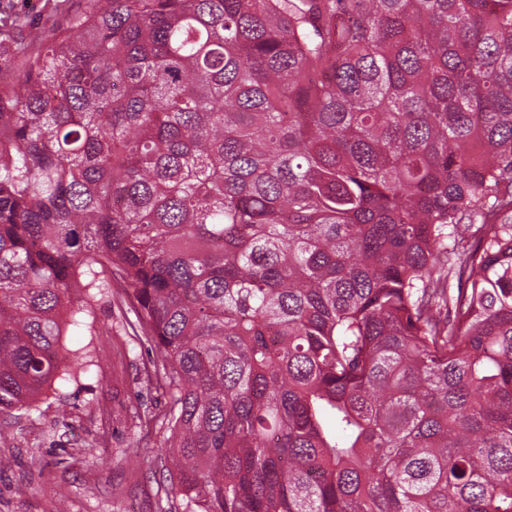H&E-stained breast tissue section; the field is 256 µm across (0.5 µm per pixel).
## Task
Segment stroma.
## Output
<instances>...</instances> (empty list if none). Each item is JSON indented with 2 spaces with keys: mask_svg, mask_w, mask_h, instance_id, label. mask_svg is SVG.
Listing matches in <instances>:
<instances>
[{
  "mask_svg": "<svg viewBox=\"0 0 512 512\" xmlns=\"http://www.w3.org/2000/svg\"><path fill=\"white\" fill-rule=\"evenodd\" d=\"M89 0H0V74L19 69L11 49L17 26L48 28L88 9ZM120 300L94 305L90 327L67 332L68 349L84 348L94 366L81 385L54 387L33 411L0 418V512H183L162 474L156 447L161 423H141L163 400L148 381L155 356L140 343Z\"/></svg>",
  "mask_w": 512,
  "mask_h": 512,
  "instance_id": "1",
  "label": "stroma"
}]
</instances>
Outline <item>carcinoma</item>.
Wrapping results in <instances>:
<instances>
[{
	"label": "carcinoma",
	"instance_id": "carcinoma-1",
	"mask_svg": "<svg viewBox=\"0 0 512 512\" xmlns=\"http://www.w3.org/2000/svg\"><path fill=\"white\" fill-rule=\"evenodd\" d=\"M0 83V414L130 299L185 512H512V0H92Z\"/></svg>",
	"mask_w": 512,
	"mask_h": 512
}]
</instances>
